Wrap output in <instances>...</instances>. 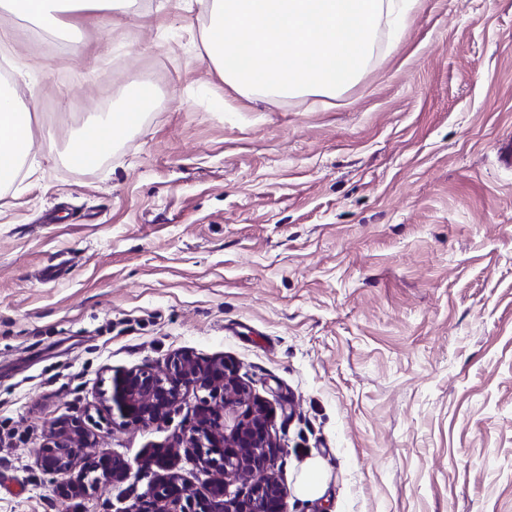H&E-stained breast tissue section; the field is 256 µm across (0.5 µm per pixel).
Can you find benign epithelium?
Wrapping results in <instances>:
<instances>
[{"mask_svg": "<svg viewBox=\"0 0 512 512\" xmlns=\"http://www.w3.org/2000/svg\"><path fill=\"white\" fill-rule=\"evenodd\" d=\"M190 388L206 396L176 442L212 474L210 486L197 494L179 476L163 474L149 482L134 512H286L284 490L274 473L280 450L273 433L275 408L271 401L254 397L232 364L220 359L203 365L191 353L179 352L158 369L119 375L104 398L121 424L137 427L167 417L182 391ZM230 415L235 423L229 429ZM91 447L81 418L64 419L53 424L40 450V465L64 476L79 461L83 473L95 475L88 484L91 489L101 478L119 482L129 473V461L96 454L89 451ZM235 483L240 488L230 490Z\"/></svg>", "mask_w": 512, "mask_h": 512, "instance_id": "obj_1", "label": "benign epithelium"}]
</instances>
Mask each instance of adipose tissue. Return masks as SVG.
<instances>
[{"label":"adipose tissue","instance_id":"obj_1","mask_svg":"<svg viewBox=\"0 0 512 512\" xmlns=\"http://www.w3.org/2000/svg\"><path fill=\"white\" fill-rule=\"evenodd\" d=\"M129 0H0V9L29 20L41 30L58 34L70 30L72 16L93 11L102 17L128 10ZM138 115L118 110L90 117L77 132L72 163H96L116 130L136 123ZM33 144L32 115L23 107L15 88H0V185L11 183Z\"/></svg>","mask_w":512,"mask_h":512}]
</instances>
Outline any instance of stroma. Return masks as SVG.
Instances as JSON below:
<instances>
[{
    "mask_svg": "<svg viewBox=\"0 0 512 512\" xmlns=\"http://www.w3.org/2000/svg\"><path fill=\"white\" fill-rule=\"evenodd\" d=\"M207 11L133 0L66 43L0 10V67L32 112L35 173L0 188V512H132L149 455L204 491L176 447L196 403L114 421L111 376L190 351L276 407L288 512H512V0H415L336 96L224 83ZM147 83L149 99L135 101ZM134 108L90 167L95 112ZM64 263L53 279L48 266ZM85 419L119 483L40 466ZM325 499L299 498L307 459Z\"/></svg>",
    "mask_w": 512,
    "mask_h": 512,
    "instance_id": "stroma-1",
    "label": "stroma"
}]
</instances>
